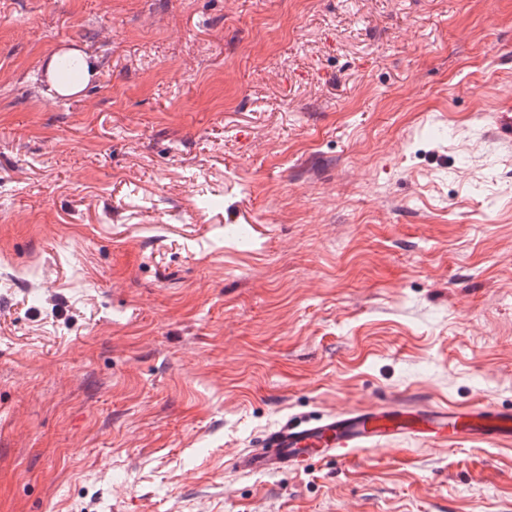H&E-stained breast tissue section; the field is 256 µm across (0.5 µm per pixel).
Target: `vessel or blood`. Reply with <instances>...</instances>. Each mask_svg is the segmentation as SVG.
I'll return each mask as SVG.
<instances>
[{"label":"vessel or blood","instance_id":"vessel-or-blood-1","mask_svg":"<svg viewBox=\"0 0 512 512\" xmlns=\"http://www.w3.org/2000/svg\"><path fill=\"white\" fill-rule=\"evenodd\" d=\"M401 436L439 446L466 440L512 442V409L487 401L467 407L396 399L318 419L288 421L267 432L251 451L237 454L234 469L250 473L298 471L318 459L347 460Z\"/></svg>","mask_w":512,"mask_h":512}]
</instances>
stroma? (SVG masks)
Returning <instances> with one entry per match:
<instances>
[{
	"label": "stroma",
	"instance_id": "obj_1",
	"mask_svg": "<svg viewBox=\"0 0 512 512\" xmlns=\"http://www.w3.org/2000/svg\"><path fill=\"white\" fill-rule=\"evenodd\" d=\"M391 397L512 408V0H0V512H512V443L231 466ZM60 56L75 57L79 60L80 74L76 80H68L60 74L69 77L77 75L79 70L78 61L74 58H66L60 61L58 67L57 59ZM98 73V59L79 50H72L63 55L54 54L46 63L48 90L54 96H72L80 93Z\"/></svg>",
	"mask_w": 512,
	"mask_h": 512
}]
</instances>
